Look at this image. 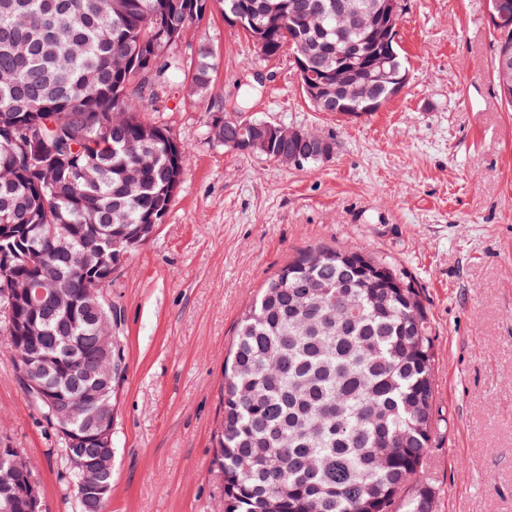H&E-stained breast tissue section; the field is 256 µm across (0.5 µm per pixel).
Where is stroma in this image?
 Instances as JSON below:
<instances>
[{"instance_id": "1", "label": "stroma", "mask_w": 512, "mask_h": 512, "mask_svg": "<svg viewBox=\"0 0 512 512\" xmlns=\"http://www.w3.org/2000/svg\"><path fill=\"white\" fill-rule=\"evenodd\" d=\"M488 0H403L408 84L372 115L315 109L293 54L262 57L213 11L179 45L214 52L200 98L168 87L147 119L191 148L168 216L112 272L106 293L126 372L116 390L112 512H217L213 471L224 363L265 281L327 244L372 252L420 288L436 338L440 420L423 476L436 512H512V109L493 81ZM218 117L334 138L329 160L294 168L211 139ZM36 464L44 512H65L49 456L0 334V440Z\"/></svg>"}]
</instances>
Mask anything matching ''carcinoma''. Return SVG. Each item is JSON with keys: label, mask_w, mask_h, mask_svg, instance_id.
<instances>
[{"label": "carcinoma", "mask_w": 512, "mask_h": 512, "mask_svg": "<svg viewBox=\"0 0 512 512\" xmlns=\"http://www.w3.org/2000/svg\"><path fill=\"white\" fill-rule=\"evenodd\" d=\"M339 0H0V309L41 322L40 333H13L23 373L46 353L44 378L55 404L75 405L78 423L114 397L124 371L121 346L103 353L108 307L83 295L106 287L127 253L123 230L168 215L188 162V147L144 117L143 82H182L190 96L212 83L211 48L189 59L183 35L217 6L240 23L266 58L288 47L314 72L336 49L367 52V29L348 24ZM389 82L365 100L332 99L322 112L361 117L378 111L406 74L400 53L387 58ZM243 119H214L217 138L237 140ZM37 144L44 156H70L42 174L22 165ZM311 157V143L273 141L264 156ZM55 224L71 247L96 253L100 266L75 272L39 241ZM306 250L280 268L243 313L224 367V416L212 467L223 475L220 512H434L436 488L422 469L436 420L435 336L422 293L391 261L332 246ZM16 281H41L68 295L69 309H31ZM112 380L106 382L107 373ZM56 436L58 479L73 489L69 512H108L112 472L102 491L79 501L73 462L99 453L74 426L58 436L50 407L27 393ZM36 478L21 449L0 442V512H34L24 493ZM416 491L399 498L410 483Z\"/></svg>", "instance_id": "carcinoma-1"}]
</instances>
